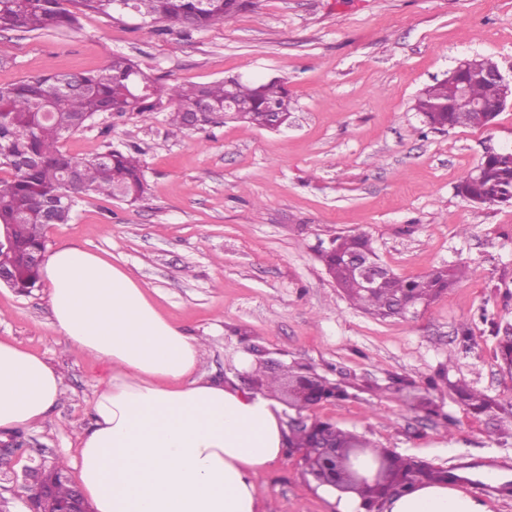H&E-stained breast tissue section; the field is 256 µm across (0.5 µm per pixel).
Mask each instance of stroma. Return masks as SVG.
Segmentation results:
<instances>
[{"instance_id":"obj_1","label":"stroma","mask_w":512,"mask_h":512,"mask_svg":"<svg viewBox=\"0 0 512 512\" xmlns=\"http://www.w3.org/2000/svg\"><path fill=\"white\" fill-rule=\"evenodd\" d=\"M80 23L65 34L0 33V85L99 72L122 53L165 83L280 78L295 113L280 132L229 121L177 138L162 112L146 124L99 116L66 151L138 149L150 193L132 205L85 197L71 221L46 229L47 249L78 246L127 270L200 338L205 377L274 400L285 433L297 411L287 388L262 379L310 367L349 396L308 418L404 459L457 466L458 489L512 512V495L499 491L512 481V366L498 331L512 325V205L476 207L456 192L486 145L512 144V105L486 127L445 131L412 109L464 58L492 59L512 77V0H251L188 36L130 13L88 11ZM357 233L399 276L461 262L477 275L417 315L376 318L351 305L320 260L332 238ZM0 337L63 375L59 401L24 430L27 446L50 461L75 456L110 368L67 347L44 287L0 286ZM461 381L493 409L468 412L453 390ZM424 398L440 418L420 408ZM255 486L272 512H338L296 454Z\"/></svg>"}]
</instances>
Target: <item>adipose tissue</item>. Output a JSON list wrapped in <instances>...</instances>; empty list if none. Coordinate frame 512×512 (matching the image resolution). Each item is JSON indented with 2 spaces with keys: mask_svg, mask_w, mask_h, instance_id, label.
<instances>
[{
  "mask_svg": "<svg viewBox=\"0 0 512 512\" xmlns=\"http://www.w3.org/2000/svg\"><path fill=\"white\" fill-rule=\"evenodd\" d=\"M40 276L66 344L112 369L66 461L96 512H268L254 478L284 451L273 400L205 378L197 337L111 260L61 246ZM61 393L62 375L43 356L0 337V430L41 421ZM386 512L489 509L462 490L424 484Z\"/></svg>",
  "mask_w": 512,
  "mask_h": 512,
  "instance_id": "obj_1",
  "label": "adipose tissue"
}]
</instances>
